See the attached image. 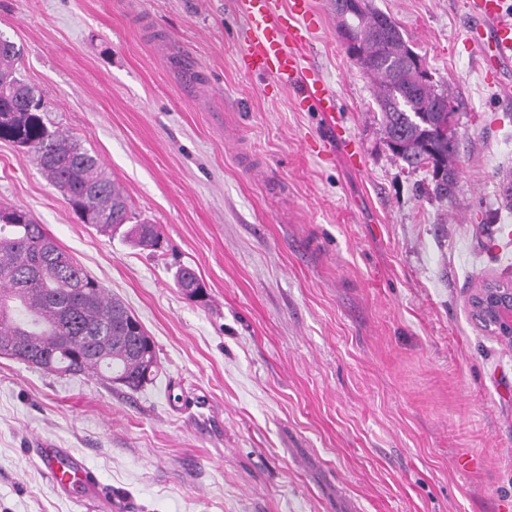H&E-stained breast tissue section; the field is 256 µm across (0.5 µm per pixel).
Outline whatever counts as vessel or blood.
<instances>
[{
	"label": "vessel or blood",
	"instance_id": "obj_1",
	"mask_svg": "<svg viewBox=\"0 0 512 512\" xmlns=\"http://www.w3.org/2000/svg\"><path fill=\"white\" fill-rule=\"evenodd\" d=\"M246 23L241 52L244 69L299 90L303 110L336 119V93L324 76L307 66L306 54L316 39L319 17L311 0H236ZM506 0H466L472 18L465 33L469 49L482 61L486 80L499 82L512 67V18H505ZM40 463L52 484L95 485L93 471L72 454L45 445Z\"/></svg>",
	"mask_w": 512,
	"mask_h": 512
}]
</instances>
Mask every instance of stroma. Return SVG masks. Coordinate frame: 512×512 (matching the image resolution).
<instances>
[{"instance_id": "1", "label": "stroma", "mask_w": 512, "mask_h": 512, "mask_svg": "<svg viewBox=\"0 0 512 512\" xmlns=\"http://www.w3.org/2000/svg\"><path fill=\"white\" fill-rule=\"evenodd\" d=\"M312 3L311 62L359 169L321 157L326 120L297 89L242 68L235 0H0L50 119L162 238L82 223L0 140V207L126 305L161 369L132 391L0 356V512H512V347L467 309L480 278H512V77L484 82L465 0H371L456 97L458 188L438 200L393 156L333 0ZM44 443L111 499L53 487ZM176 283L178 288L186 286L190 289V295L193 298H203L206 293L205 285L202 279L197 275L195 270L191 267H182L178 270L176 276ZM192 294V295H191Z\"/></svg>"}]
</instances>
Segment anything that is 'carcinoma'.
Instances as JSON below:
<instances>
[{"instance_id": "cac0c4a2", "label": "carcinoma", "mask_w": 512, "mask_h": 512, "mask_svg": "<svg viewBox=\"0 0 512 512\" xmlns=\"http://www.w3.org/2000/svg\"><path fill=\"white\" fill-rule=\"evenodd\" d=\"M354 35L370 46L367 74L372 95L393 156L413 169L433 165L434 194L454 195L457 187V148L448 137L435 107L451 96L438 83L418 81L412 70L416 52L390 15L362 0L361 14L349 21ZM20 51L0 38V140L27 150L46 180L65 183L68 203L80 220L97 230L119 234L132 244L156 249V226L138 219L128 197L111 178L100 158L47 119L40 107L44 96L18 69ZM177 286L190 288L194 298L205 296L202 279L191 267H182ZM13 285L27 287V308L20 297L5 304L14 327L0 326V346L17 350L16 360L30 364L46 357L44 369L64 374L110 380L112 369L138 389L154 382L158 369L146 372L133 350L147 338L125 304L106 294L74 259L22 207L0 208V291Z\"/></svg>"}]
</instances>
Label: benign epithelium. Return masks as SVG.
<instances>
[{
    "label": "benign epithelium",
    "instance_id": "benign-epithelium-1",
    "mask_svg": "<svg viewBox=\"0 0 512 512\" xmlns=\"http://www.w3.org/2000/svg\"><path fill=\"white\" fill-rule=\"evenodd\" d=\"M469 313L503 344L512 347V279L486 278L472 290Z\"/></svg>",
    "mask_w": 512,
    "mask_h": 512
}]
</instances>
